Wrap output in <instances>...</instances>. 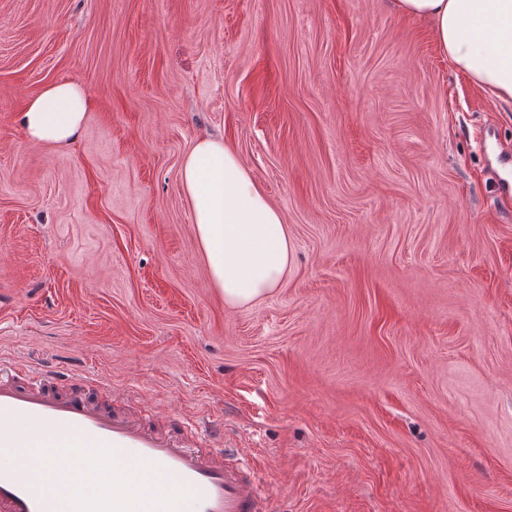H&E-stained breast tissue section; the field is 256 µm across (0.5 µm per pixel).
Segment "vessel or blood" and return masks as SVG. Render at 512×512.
<instances>
[{
  "mask_svg": "<svg viewBox=\"0 0 512 512\" xmlns=\"http://www.w3.org/2000/svg\"><path fill=\"white\" fill-rule=\"evenodd\" d=\"M85 372L0 371V512H273L242 449L100 401Z\"/></svg>",
  "mask_w": 512,
  "mask_h": 512,
  "instance_id": "b4317fda",
  "label": "vessel or blood"
}]
</instances>
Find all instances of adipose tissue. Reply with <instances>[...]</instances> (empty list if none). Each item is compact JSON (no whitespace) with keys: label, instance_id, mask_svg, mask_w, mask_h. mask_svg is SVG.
Returning <instances> with one entry per match:
<instances>
[{"label":"adipose tissue","instance_id":"ef3b65f1","mask_svg":"<svg viewBox=\"0 0 512 512\" xmlns=\"http://www.w3.org/2000/svg\"><path fill=\"white\" fill-rule=\"evenodd\" d=\"M397 13L430 20L453 68L495 98L512 102V0H392ZM92 101L72 81L46 85L20 114L34 143L60 145L80 135ZM199 248L226 306L271 295L288 275L292 243L281 212L223 140L200 139L181 168Z\"/></svg>","mask_w":512,"mask_h":512}]
</instances>
